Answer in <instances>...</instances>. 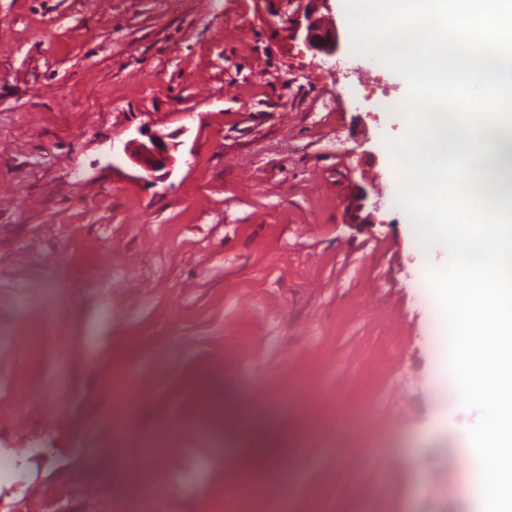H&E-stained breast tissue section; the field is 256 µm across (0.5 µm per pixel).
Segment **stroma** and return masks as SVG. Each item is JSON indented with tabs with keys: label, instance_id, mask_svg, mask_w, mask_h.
<instances>
[{
	"label": "stroma",
	"instance_id": "35a3bbf8",
	"mask_svg": "<svg viewBox=\"0 0 512 512\" xmlns=\"http://www.w3.org/2000/svg\"><path fill=\"white\" fill-rule=\"evenodd\" d=\"M308 15L334 20L340 52L295 36ZM362 72L405 100L354 51L344 0H0V512H126L117 443L162 449L142 477L177 512H262L279 473L287 512H477L479 413L438 403L423 285L446 253L389 204L384 140L406 121L356 91ZM145 129L174 158L158 180L127 152ZM38 293L62 346L32 340ZM200 377L260 384L258 421L289 437L230 504L240 444L206 423ZM283 388L311 398L281 410Z\"/></svg>",
	"mask_w": 512,
	"mask_h": 512
}]
</instances>
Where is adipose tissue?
<instances>
[{
	"instance_id": "obj_1",
	"label": "adipose tissue",
	"mask_w": 512,
	"mask_h": 512,
	"mask_svg": "<svg viewBox=\"0 0 512 512\" xmlns=\"http://www.w3.org/2000/svg\"><path fill=\"white\" fill-rule=\"evenodd\" d=\"M198 395L214 425L222 429H234L239 434L242 443V464H253L262 460L269 454L271 448L286 447L285 436L240 418L234 404L225 396L223 388L202 380L198 383Z\"/></svg>"
}]
</instances>
